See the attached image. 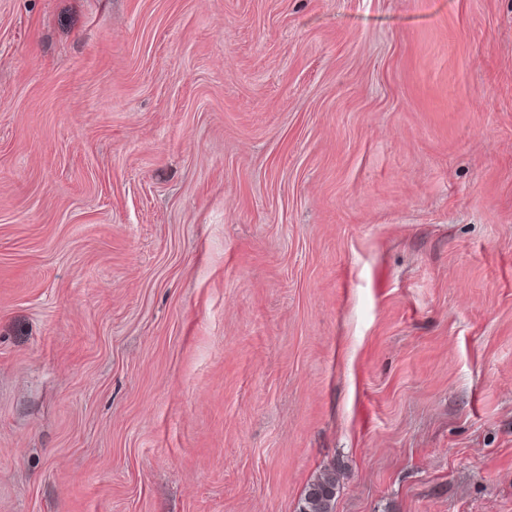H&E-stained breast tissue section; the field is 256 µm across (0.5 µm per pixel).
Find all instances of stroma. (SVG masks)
I'll use <instances>...</instances> for the list:
<instances>
[{"label": "stroma", "mask_w": 512, "mask_h": 512, "mask_svg": "<svg viewBox=\"0 0 512 512\" xmlns=\"http://www.w3.org/2000/svg\"><path fill=\"white\" fill-rule=\"evenodd\" d=\"M512 512V0H0V512ZM337 486L336 472L324 469L307 485L299 512H333Z\"/></svg>", "instance_id": "stroma-1"}]
</instances>
